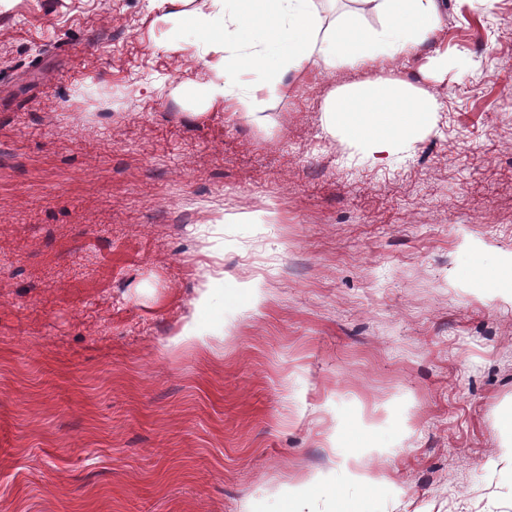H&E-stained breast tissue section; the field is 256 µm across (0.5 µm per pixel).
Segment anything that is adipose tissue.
<instances>
[{
	"label": "adipose tissue",
	"mask_w": 512,
	"mask_h": 512,
	"mask_svg": "<svg viewBox=\"0 0 512 512\" xmlns=\"http://www.w3.org/2000/svg\"><path fill=\"white\" fill-rule=\"evenodd\" d=\"M385 18L380 32L362 35L347 26L323 31L313 0H208L191 14L200 36L195 47L207 58V102H235L248 107L269 85L247 80L246 67L277 58L281 69L315 64L326 69L384 62L412 48L418 39L440 30L439 0H371ZM426 93L406 98L397 82L378 78L351 101H332L324 114L328 133L343 129L361 141L375 161L396 154L403 141L437 111Z\"/></svg>",
	"instance_id": "adipose-tissue-1"
}]
</instances>
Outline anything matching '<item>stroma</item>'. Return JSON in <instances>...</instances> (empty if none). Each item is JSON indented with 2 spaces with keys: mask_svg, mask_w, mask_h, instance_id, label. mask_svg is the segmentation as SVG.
<instances>
[{
  "mask_svg": "<svg viewBox=\"0 0 512 512\" xmlns=\"http://www.w3.org/2000/svg\"><path fill=\"white\" fill-rule=\"evenodd\" d=\"M168 11L0 0V512H512V0L250 113ZM379 76L438 109L374 162L323 117Z\"/></svg>",
  "mask_w": 512,
  "mask_h": 512,
  "instance_id": "obj_1",
  "label": "stroma"
}]
</instances>
